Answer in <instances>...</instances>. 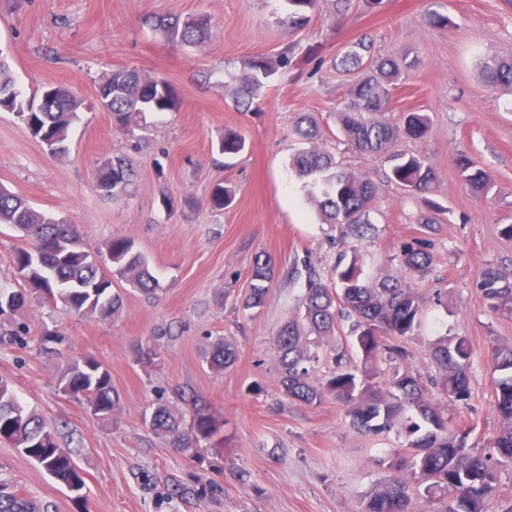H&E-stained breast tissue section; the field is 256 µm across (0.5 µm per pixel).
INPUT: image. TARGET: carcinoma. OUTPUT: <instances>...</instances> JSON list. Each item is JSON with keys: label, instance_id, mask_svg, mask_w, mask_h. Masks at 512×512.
Returning <instances> with one entry per match:
<instances>
[{"label": "carcinoma", "instance_id": "obj_1", "mask_svg": "<svg viewBox=\"0 0 512 512\" xmlns=\"http://www.w3.org/2000/svg\"><path fill=\"white\" fill-rule=\"evenodd\" d=\"M288 12L278 23L293 31L308 26L309 12L317 0H284ZM153 26L167 37L189 47L202 43L210 30L205 15H188L182 19L156 20ZM292 48L273 57H252L244 66L235 91L236 107L242 112L259 106L263 90L272 77L291 64ZM413 62L403 57H376L373 44L365 37L345 47L334 67L345 74H357L349 90V101L338 113L344 140L366 157L386 156L390 164L387 179L404 190L424 197L435 191L438 181L434 167L423 158L394 149L395 142L407 137L421 139L430 128L429 117L420 111L403 114V123L385 119L392 91L402 79V69ZM485 86L496 91L512 90V59H490L484 69ZM0 91L12 97L0 101L22 120L36 139H50L57 145L68 144L69 129L80 119L81 101L68 88L48 84L39 100L25 99L16 88L10 66L0 57ZM102 108L112 115V124L129 131L137 118L147 112L173 109L175 95L170 82L159 75H143L134 69L112 71L99 88ZM296 133L309 147L296 153L291 169L305 180L307 196L322 223L345 229L356 240L366 238L372 230L370 212L377 198L375 183L364 172L341 166L336 156L321 148L320 127L310 115L297 118ZM245 140L227 129L218 142L219 151L233 157L243 151ZM459 177L477 197L486 198L493 188L492 175L472 158L459 152L455 156ZM136 172L124 155L101 162L95 172L98 180L112 177V196L128 191ZM0 224L11 226L26 246L17 249L15 263L28 270V288L0 287V315L25 306L27 291L41 298L51 296L62 301L79 315L108 316L121 307L120 296L112 292V274H117L144 293H153L159 283L134 241L116 238L106 244V256L93 252L83 242L76 227L46 212H40L19 194L0 188ZM434 256L419 239L401 249L400 273L377 278L365 271L359 250L341 252L334 268L336 281L329 285L313 275L309 277L301 315L285 323L277 333L275 349L279 362L280 386L291 400L306 404L320 403L333 397L346 408L351 425L368 435L391 431L405 434L409 456L393 452V474L382 489L368 498L364 512H410L412 494L418 480H426L424 491L445 500L443 512H487L497 481V466L512 463V345L495 348L491 359L495 381L494 407L505 424L492 448L465 450V443L455 442L457 430L449 427L448 418L434 402L438 395L450 405H469L472 398L470 367L473 350L462 337L446 335L433 344L432 360L436 375L425 384L412 371L396 372L389 380V390L376 386L380 374L378 357L402 359L406 351L402 339L421 327L422 302L407 282L413 273L430 270ZM275 264L269 256H257L248 283L240 295L243 310L264 306L270 284L275 279ZM477 288L495 315L512 317V271L487 266ZM352 322L351 335L361 352L360 369L344 364L345 355L335 354V369L322 384L311 381L308 364L314 360L310 349L302 346L306 336L328 338L335 335L338 318ZM237 358L228 340L212 345L207 357L211 370L221 373ZM58 388L77 403L85 390H92L94 414L101 420L112 417L118 395L112 388L109 372L92 357L69 364L58 379ZM189 423L182 414L165 403L158 404L149 416L151 428L169 439L170 444L193 458L199 449L214 448L222 436L223 422L208 405L192 400ZM0 435L21 454L41 465L56 481L69 489H84L85 477L78 471L70 454L59 446L55 435L34 412L24 407L10 384L0 379ZM0 512H48V507L30 498L10 482L0 479Z\"/></svg>", "mask_w": 512, "mask_h": 512}]
</instances>
